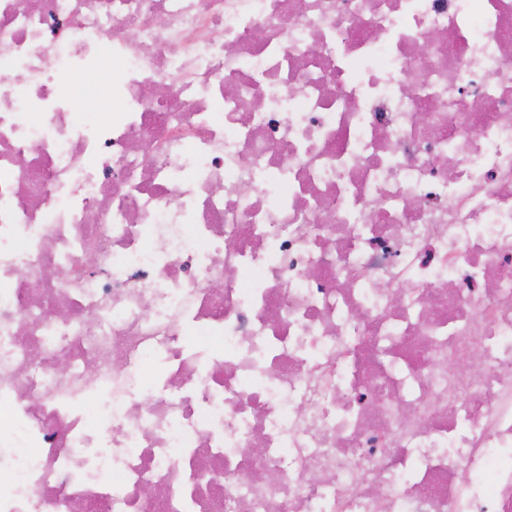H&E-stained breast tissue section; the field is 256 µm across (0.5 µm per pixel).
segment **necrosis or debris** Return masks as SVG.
<instances>
[{
    "mask_svg": "<svg viewBox=\"0 0 512 512\" xmlns=\"http://www.w3.org/2000/svg\"><path fill=\"white\" fill-rule=\"evenodd\" d=\"M239 502L512 512V0H0V512Z\"/></svg>",
    "mask_w": 512,
    "mask_h": 512,
    "instance_id": "necrosis-or-debris-1",
    "label": "necrosis or debris"
}]
</instances>
